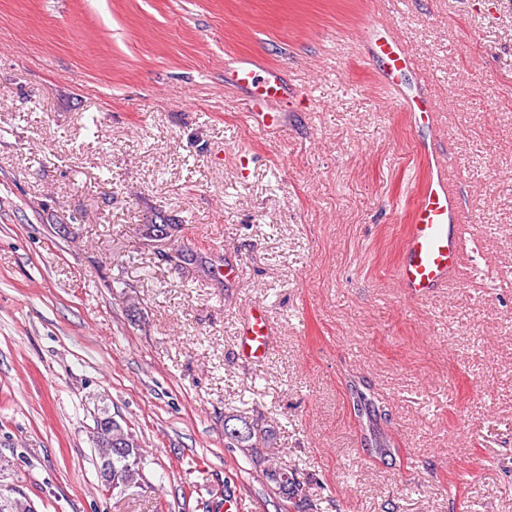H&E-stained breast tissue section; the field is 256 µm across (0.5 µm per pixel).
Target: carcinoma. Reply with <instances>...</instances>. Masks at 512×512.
Masks as SVG:
<instances>
[{
    "instance_id": "carcinoma-1",
    "label": "carcinoma",
    "mask_w": 512,
    "mask_h": 512,
    "mask_svg": "<svg viewBox=\"0 0 512 512\" xmlns=\"http://www.w3.org/2000/svg\"><path fill=\"white\" fill-rule=\"evenodd\" d=\"M351 401L356 416L376 407L375 397L368 395L356 387L351 388ZM231 440L243 454L250 457L260 456L258 448L250 444L249 427L243 433L231 434ZM92 442L98 458L99 474L104 486L128 489L135 486L142 478L143 454L138 439L120 422L112 421L108 411H101L95 417ZM120 444L130 449L126 455L115 452V445ZM263 476L271 490L277 494L295 495L301 490V483L296 470L284 465L263 470ZM0 512H33L32 505L26 498L0 500Z\"/></svg>"
}]
</instances>
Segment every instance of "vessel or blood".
Here are the masks:
<instances>
[{
  "label": "vessel or blood",
  "mask_w": 512,
  "mask_h": 512,
  "mask_svg": "<svg viewBox=\"0 0 512 512\" xmlns=\"http://www.w3.org/2000/svg\"><path fill=\"white\" fill-rule=\"evenodd\" d=\"M359 38L368 57L381 62L383 81L410 124L418 128L434 127L436 113L427 89H411L406 85L407 74L418 66L416 56L395 32L381 30L370 19L360 26ZM224 81L245 89L264 103H281L289 96L281 71L259 56L227 60ZM417 150L426 163V173L415 187L400 259L394 269L401 288L413 299L427 297L448 282L459 267L468 243L448 155L433 152L423 143L418 144ZM271 334L265 309L252 307L240 330L241 356L249 360L265 358Z\"/></svg>",
  "instance_id": "1"
}]
</instances>
